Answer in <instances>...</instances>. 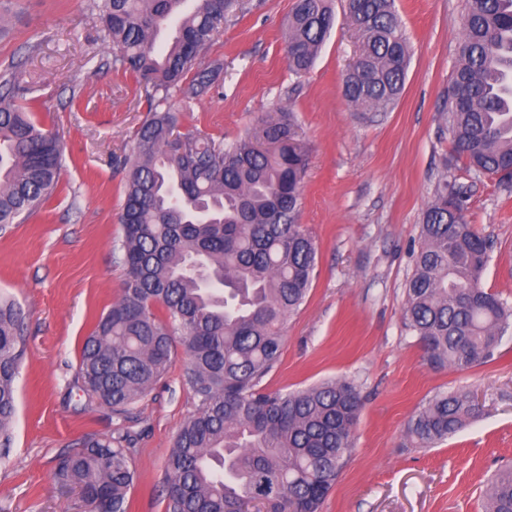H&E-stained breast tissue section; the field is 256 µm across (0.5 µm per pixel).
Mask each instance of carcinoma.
Returning <instances> with one entry per match:
<instances>
[{
	"label": "carcinoma",
	"mask_w": 512,
	"mask_h": 512,
	"mask_svg": "<svg viewBox=\"0 0 512 512\" xmlns=\"http://www.w3.org/2000/svg\"><path fill=\"white\" fill-rule=\"evenodd\" d=\"M358 39L344 94L355 112H387L403 90L409 46L393 0H346ZM107 27L112 65L135 74L149 105L136 133L120 215L125 278L81 349L84 392L128 415L184 354L195 412L165 466L166 512H321L354 444L362 408L349 382L265 392L288 319L316 267L298 224L308 155L291 112L279 109L229 146L177 134L179 112L209 95L224 63L206 60L243 0H90ZM335 18L329 0H296L285 52L296 75L313 66ZM21 65L0 71V226L36 213L57 188L58 138L36 121ZM454 158L477 175L512 168V0H466L448 85ZM468 193L439 183L422 224L402 313L435 370L490 360L512 326V306L483 286L491 241L466 219ZM24 315L0 298V447L11 441ZM482 409L469 391L433 396L406 440L431 448ZM131 435L91 437L65 453L56 476L79 489L85 512H129ZM483 512H512V467L490 480Z\"/></svg>",
	"instance_id": "cac0c4a2"
}]
</instances>
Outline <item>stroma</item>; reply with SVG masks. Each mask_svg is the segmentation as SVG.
<instances>
[{
	"mask_svg": "<svg viewBox=\"0 0 512 512\" xmlns=\"http://www.w3.org/2000/svg\"><path fill=\"white\" fill-rule=\"evenodd\" d=\"M245 3L208 52L224 61L215 88L183 110L181 129L228 144L282 107L308 149L299 222L316 269L260 386L287 392L335 379L362 397L351 455L322 512H482L490 476L512 462V329L493 360L434 370L402 323L423 217L446 176L467 186V220L493 242L484 287L512 304V182L474 176L452 157L446 102L465 0H395L410 62L394 108L373 114L353 111L342 93L358 45L344 0H331L335 24L301 77L285 55L295 0ZM0 24V69L22 61L36 118L58 134L63 157L55 194L0 228V294L21 306L26 336L0 512H84L78 490L54 478L58 459L121 427L136 438L131 512H165V462L195 410L182 355L128 422L90 401L79 378L83 343L122 287L121 163L147 103L137 78L113 68L89 0H0ZM457 389L477 394L483 415L435 447L407 445L408 421Z\"/></svg>",
	"mask_w": 512,
	"mask_h": 512,
	"instance_id": "obj_1",
	"label": "stroma"
}]
</instances>
